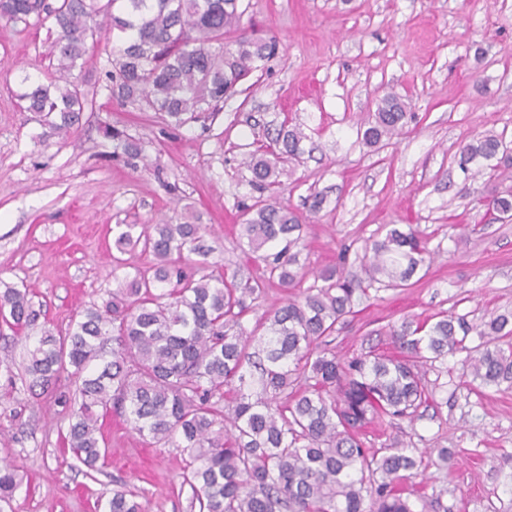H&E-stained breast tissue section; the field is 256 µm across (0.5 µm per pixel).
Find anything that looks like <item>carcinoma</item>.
Instances as JSON below:
<instances>
[{
	"instance_id": "carcinoma-1",
	"label": "carcinoma",
	"mask_w": 512,
	"mask_h": 512,
	"mask_svg": "<svg viewBox=\"0 0 512 512\" xmlns=\"http://www.w3.org/2000/svg\"><path fill=\"white\" fill-rule=\"evenodd\" d=\"M0 18L17 24L51 22L57 64L48 86L20 94L25 111L53 135L74 133L87 105L71 72L102 29L124 34L111 50L107 89L145 111L161 112L180 127L212 112L238 83L269 59L271 40L242 28L238 0H0ZM409 103L388 93L361 133L375 146L401 134ZM109 138L131 160L138 144L114 130ZM307 138L283 122L275 148L243 162L251 184L269 190L289 174L288 159ZM483 160L476 173L512 166L501 137L484 134L465 144L459 167ZM488 210L512 214L509 193L489 200ZM115 240L123 253L138 245L153 257L147 267L123 273L102 305L88 307L64 336L45 330L28 351L29 388L56 394L59 376L75 379L79 397L69 400L65 444L89 469L105 460L99 420L115 409L154 444L173 445L185 458L181 485L199 512H416L398 487L417 468L403 436L372 451L359 436L382 419L414 420L427 402L426 374L435 363L465 354L463 375L486 387L512 385V310L472 324L465 316L440 315L431 325L404 321L391 330L400 349L394 358L361 353L339 359L327 338L371 292L411 286L432 253L413 228L393 227L344 248L339 265L320 272L309 287L289 293L274 311L243 325L246 299L264 281L288 289L305 276L303 217L272 193L241 214L239 245L257 255L262 274L240 286L222 273L188 270V256L209 267L202 225L153 224ZM358 271L347 272L349 255ZM29 289L0 290V320L17 331L35 326L41 310ZM478 343L467 344L471 336ZM233 398L224 404V390ZM19 484L10 463L0 462V501ZM108 512H143L136 496L112 490Z\"/></svg>"
}]
</instances>
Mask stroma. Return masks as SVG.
I'll return each mask as SVG.
<instances>
[{
  "label": "stroma",
  "mask_w": 512,
  "mask_h": 512,
  "mask_svg": "<svg viewBox=\"0 0 512 512\" xmlns=\"http://www.w3.org/2000/svg\"><path fill=\"white\" fill-rule=\"evenodd\" d=\"M247 33L276 53L206 123L176 129L155 112L111 97L102 31L74 75L88 95L82 123L46 136L24 109L21 74L46 82L56 59L45 23L0 19V281L30 288L54 333H66L117 282L122 224L189 219L206 225L225 276L256 277L238 245L239 208L257 192L244 157L268 146L284 119L303 125L304 152L277 195L307 214L309 276L335 265L341 244L410 224L437 258L413 287L385 290L333 336L340 357L397 355L389 337L404 319L465 315L475 323L512 308V221L483 201L512 190V168L467 179L462 144L488 131L512 143V0H239ZM387 93L409 99L402 135L369 147L359 135ZM138 142L148 163L114 152L106 129ZM324 204L311 213L313 196ZM41 334L0 323V459L23 481L0 512H107L113 488L136 493L145 512H192L178 449L151 444L124 417L101 432L107 457L87 470L64 450L67 421L53 398L30 392L24 360ZM409 455L421 459L406 489L435 512H512V389L469 386L453 356L427 375ZM448 449L441 461L439 449Z\"/></svg>",
  "instance_id": "35a3bbf8"
}]
</instances>
